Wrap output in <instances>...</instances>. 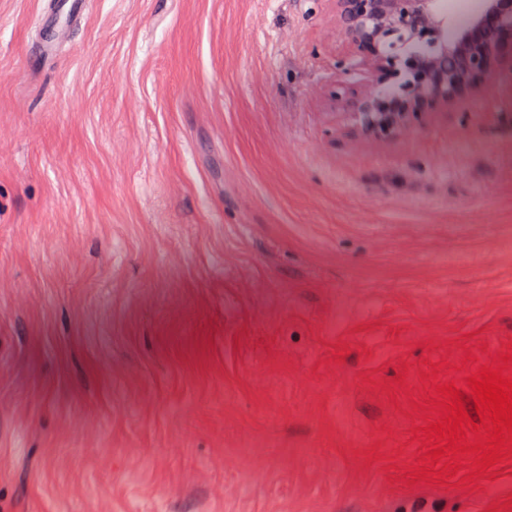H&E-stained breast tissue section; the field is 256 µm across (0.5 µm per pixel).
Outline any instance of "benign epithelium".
Here are the masks:
<instances>
[{
  "label": "benign epithelium",
  "mask_w": 512,
  "mask_h": 512,
  "mask_svg": "<svg viewBox=\"0 0 512 512\" xmlns=\"http://www.w3.org/2000/svg\"><path fill=\"white\" fill-rule=\"evenodd\" d=\"M366 91L349 97L346 62L329 93L350 99L353 124L382 136L485 88L512 54V0H483L453 38L440 0H333Z\"/></svg>",
  "instance_id": "1"
}]
</instances>
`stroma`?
Segmentation results:
<instances>
[{"instance_id": "stroma-1", "label": "stroma", "mask_w": 512, "mask_h": 512, "mask_svg": "<svg viewBox=\"0 0 512 512\" xmlns=\"http://www.w3.org/2000/svg\"><path fill=\"white\" fill-rule=\"evenodd\" d=\"M0 0V512H512L418 479L512 378V76L371 137L331 0ZM89 0H44L41 31L49 34L41 41L42 51L51 55L56 51L70 24L83 17Z\"/></svg>"}]
</instances>
